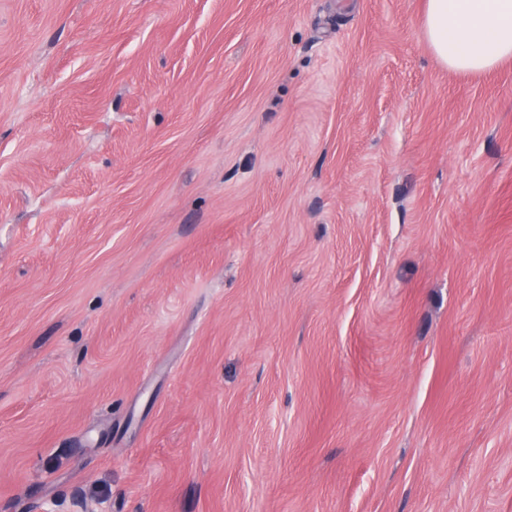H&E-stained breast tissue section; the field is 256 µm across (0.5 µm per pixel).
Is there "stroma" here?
<instances>
[{
  "mask_svg": "<svg viewBox=\"0 0 512 512\" xmlns=\"http://www.w3.org/2000/svg\"><path fill=\"white\" fill-rule=\"evenodd\" d=\"M425 0H0V512H512V60ZM422 28L448 69L481 73L512 59V0H426Z\"/></svg>",
  "mask_w": 512,
  "mask_h": 512,
  "instance_id": "1",
  "label": "stroma"
}]
</instances>
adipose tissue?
<instances>
[{
	"label": "adipose tissue",
	"instance_id": "obj_1",
	"mask_svg": "<svg viewBox=\"0 0 512 512\" xmlns=\"http://www.w3.org/2000/svg\"><path fill=\"white\" fill-rule=\"evenodd\" d=\"M422 28L448 69L481 73L512 59V0H425Z\"/></svg>",
	"mask_w": 512,
	"mask_h": 512
}]
</instances>
